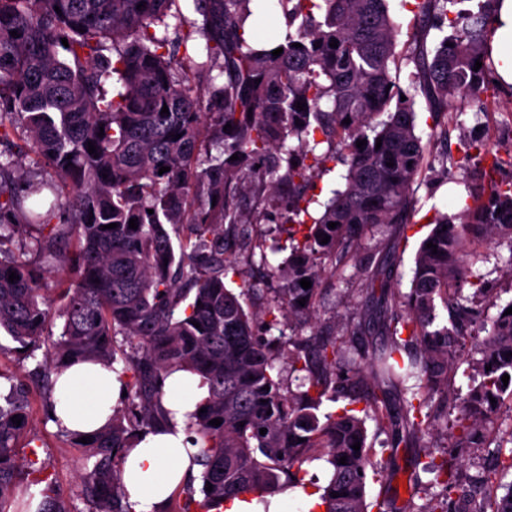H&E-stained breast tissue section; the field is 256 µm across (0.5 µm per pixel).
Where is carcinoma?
Listing matches in <instances>:
<instances>
[{
	"mask_svg": "<svg viewBox=\"0 0 512 512\" xmlns=\"http://www.w3.org/2000/svg\"><path fill=\"white\" fill-rule=\"evenodd\" d=\"M286 2L293 3L295 29L250 40V0H194L197 19L179 22L173 39L158 27L169 28L175 0H0V330L26 358L44 350L33 375L48 403L52 376L75 360H122L127 391L125 406L90 443L72 437L87 448L78 492L84 509L55 494L45 496L41 512H132L121 484L126 454L141 432L168 422L164 380L176 369L198 376L204 389L189 425L193 443L204 447L193 456L201 487L189 477L166 512L282 491L301 482L296 465L312 452L330 465L320 496L325 512H368L367 479L376 471L369 417L388 430L394 447H423L442 421L446 447L474 456L489 451L487 424L504 397L512 398V314H505L512 300L497 303L486 275L465 269L463 244L506 237L512 248V182L498 179L512 169V150L502 155L464 140L461 161H478L487 186L458 214L436 220L415 254L410 291L381 289L375 323L357 314L339 336L302 332L312 325L325 275L352 261L372 295L379 277L389 276L384 264L359 255L358 235L378 224L403 231L412 223L413 185L425 163L416 94L428 101L430 136L438 137L439 116L494 86V0L461 24L448 20L457 0H419L421 15L440 29L450 22L454 33L432 51L426 31L416 37L411 93L391 74L396 26L387 0ZM197 35L206 60L192 68L218 70L219 85L212 77L193 85L172 67L179 49H196ZM358 140L366 145L357 147ZM20 154L50 178L24 175L15 163ZM336 157L347 166L344 187L314 217L303 190ZM163 166L169 171L161 174ZM246 193L250 214L240 205ZM271 202L281 205L285 222L304 227L288 262L271 269L287 284L270 294L265 310V331L279 330L292 346L288 373H304L297 395L274 374L280 353L258 336V316L243 306L251 284L243 281L236 293L224 283L239 274L233 246L243 226L260 222ZM132 218L136 229L129 228ZM111 223L117 227L107 228ZM16 235L29 238L23 249L65 268L60 309L42 295L44 268L4 247ZM13 272L19 279L10 282ZM303 278L311 288L301 287ZM488 305L498 312L485 320ZM56 316L64 319L62 331L48 341ZM473 343L480 358L464 372L467 391L453 417L459 362ZM29 394L15 385L0 404V512L23 478L34 486L48 481L38 449L24 458L17 451ZM341 398L365 403L363 415L346 407L323 411ZM15 415L21 424L11 421ZM216 418L222 423L210 425ZM453 461L425 453L414 466L446 490L460 483ZM480 478L508 493L471 512H512V456ZM397 512L457 509L446 498H411Z\"/></svg>",
	"mask_w": 512,
	"mask_h": 512,
	"instance_id": "1",
	"label": "carcinoma"
}]
</instances>
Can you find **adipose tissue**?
Returning a JSON list of instances; mask_svg holds the SVG:
<instances>
[{
    "instance_id": "1",
    "label": "adipose tissue",
    "mask_w": 512,
    "mask_h": 512,
    "mask_svg": "<svg viewBox=\"0 0 512 512\" xmlns=\"http://www.w3.org/2000/svg\"><path fill=\"white\" fill-rule=\"evenodd\" d=\"M495 16L491 48L496 80L512 87V0H499ZM120 392L121 383L112 368L75 363L55 377L51 422L72 434L93 433L111 419ZM201 397L197 376L180 370L166 378L163 404L173 417L166 427L140 434L123 465L122 483L132 512H164L197 451L186 423Z\"/></svg>"
}]
</instances>
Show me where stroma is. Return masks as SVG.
<instances>
[{"label": "stroma", "instance_id": "obj_1", "mask_svg": "<svg viewBox=\"0 0 512 512\" xmlns=\"http://www.w3.org/2000/svg\"><path fill=\"white\" fill-rule=\"evenodd\" d=\"M415 0H389V12L396 24L395 59L391 65L392 76L402 90H409V75L414 70L411 59V44L416 33L428 30V47H437L443 37L442 32L430 30L425 20L420 19ZM417 131L426 137V160L414 189L417 213L414 222L408 225L403 242H395L394 229L383 224L369 228L359 240L360 253L378 259L393 258L391 274L393 287L408 291L411 268L415 252L421 240L431 231L435 212L455 213L457 198L467 188L477 187L480 175L477 169H463L458 165L460 141L465 137L481 140L492 150L512 149V89H497L482 94L480 102L468 101L458 111L442 117L441 122L448 132L447 139L429 140L432 118L429 105L423 96H416ZM447 154V165H440V154ZM251 240H265L270 245H280V252L261 254L259 249L247 248L237 253L239 268L257 289L251 304L254 310L264 311L268 295L269 281L265 279L268 267L282 264L288 256V226L282 223L277 210H270L260 223L250 225ZM468 262L474 271L488 274L490 282L500 289L502 300L512 299V281L504 276L512 266V248L508 245L491 247L478 241H468L465 246ZM321 294L314 321L315 329L321 335H329L338 330L351 313H372L376 301L362 289V280L354 267L347 265L336 276L323 277ZM35 362L22 358L15 352L9 337L0 338V400L4 399L11 385L28 382L29 371ZM30 425L26 437L41 445L43 456L48 464L49 479L60 496L68 498L76 493L83 460L71 440L63 436L46 416V406L38 391L29 395ZM369 441L376 450L375 460L382 470L379 477L369 483V498L373 501H404L408 494L403 491L401 482L414 471L416 449L388 447L389 435L375 420H367Z\"/></svg>", "mask_w": 512, "mask_h": 512}]
</instances>
